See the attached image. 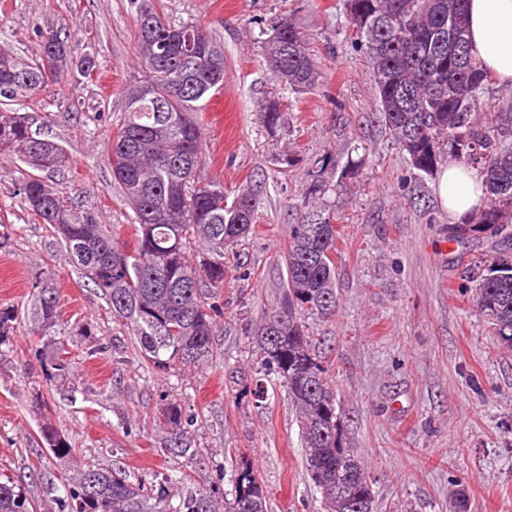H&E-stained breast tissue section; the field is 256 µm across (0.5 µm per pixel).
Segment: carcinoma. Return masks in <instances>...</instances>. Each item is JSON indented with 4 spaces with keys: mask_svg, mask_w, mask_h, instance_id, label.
<instances>
[{
    "mask_svg": "<svg viewBox=\"0 0 512 512\" xmlns=\"http://www.w3.org/2000/svg\"><path fill=\"white\" fill-rule=\"evenodd\" d=\"M467 0H348L349 22L365 50L378 113L395 145L416 175L434 176L452 160L486 176L483 207L466 222L448 227V241L459 244L478 234L512 240V148L498 125L480 117L479 100L490 77L465 49L450 53L451 38L466 39ZM137 51L148 72L144 83L125 94L123 116L110 133L109 164L131 209L136 247L123 249L107 225L86 211H75L35 175L21 185L28 209L59 235L83 275L107 299L112 318L130 325L141 359L160 370L187 371L217 356L213 336L224 320L222 290L228 248L248 235L260 209L250 191L226 202L218 181H202L203 150L199 112L202 101L224 84V53L207 41L190 44L200 26L171 22L146 0L136 10ZM39 60L25 64L0 53V105L27 99L70 71L91 74L57 33L41 34ZM266 62L276 80L292 92L314 89L319 72L305 35L283 20L264 42ZM270 129L282 122L272 102L261 109ZM28 113L0 112V153L13 152L33 168L34 158L51 155L67 162L64 148L32 130ZM365 157L343 167L322 155L307 171L303 212L291 225L282 252L286 279L282 302L250 328L264 376H274L295 410L308 475L326 512H373L372 480L353 449L336 436L339 401L329 369L308 334L301 314L336 313L338 221L321 199L353 178ZM337 172V181L326 178ZM205 253L194 261L196 244ZM474 289L476 312L497 341L512 347V252H497L464 272ZM59 295L39 282L32 295V317L49 332ZM16 316L0 309V345L15 332ZM69 351L59 343L42 361L45 379L69 373ZM196 416L167 404L161 429L163 450L191 462L197 458L191 428ZM41 437L59 457L75 453L53 427ZM56 498L60 512H268L267 492L252 472L231 478V489L204 486L177 471L145 484L120 468L78 464ZM37 500L9 476L0 480V512H36Z\"/></svg>",
    "mask_w": 512,
    "mask_h": 512,
    "instance_id": "obj_1",
    "label": "carcinoma"
}]
</instances>
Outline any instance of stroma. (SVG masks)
<instances>
[{"instance_id":"obj_1","label":"stroma","mask_w":512,"mask_h":512,"mask_svg":"<svg viewBox=\"0 0 512 512\" xmlns=\"http://www.w3.org/2000/svg\"><path fill=\"white\" fill-rule=\"evenodd\" d=\"M172 21L199 24L224 54V85L202 112V180L227 197L262 198L252 233L234 256L250 279L229 273L217 360L181 375L148 369L127 326L68 258L59 237L17 194L31 169L0 154V308L14 309L16 334L0 346V473L36 500L62 484L75 464L120 467L145 483L181 467L162 451L159 423L170 401L197 418L196 470H251L268 491L269 512H324L308 478L296 414L284 392L264 403L249 393L261 373L248 331L282 299L280 257L301 208L316 157L346 163L368 147L347 187L327 193L342 220L337 243L335 316L306 318L312 342L332 368L344 439L373 482L374 512H512V348L491 338L462 286L466 265L491 254L497 239L460 247L434 180L408 178L409 165L375 119V95L362 51L345 20V0H151ZM314 49L321 75L311 92L284 90L260 47L281 20ZM55 31L90 77L74 76L23 101L42 135L62 145L65 166L41 179L80 210L96 214L126 248L136 245L130 210L108 164V132L127 87L144 80L131 0H0V49L37 58L41 34ZM276 100L284 114L267 129L259 110ZM292 155L283 171L276 158ZM59 293L57 328L71 372L45 380L27 306L42 272ZM50 425L76 447L73 458L37 444Z\"/></svg>"}]
</instances>
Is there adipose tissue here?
Instances as JSON below:
<instances>
[{
  "instance_id": "ef3b65f1",
  "label": "adipose tissue",
  "mask_w": 512,
  "mask_h": 512,
  "mask_svg": "<svg viewBox=\"0 0 512 512\" xmlns=\"http://www.w3.org/2000/svg\"><path fill=\"white\" fill-rule=\"evenodd\" d=\"M467 17L472 54L498 84L512 86V0H468ZM435 192L457 223L479 207L484 178L477 170L451 165L439 174Z\"/></svg>"
}]
</instances>
